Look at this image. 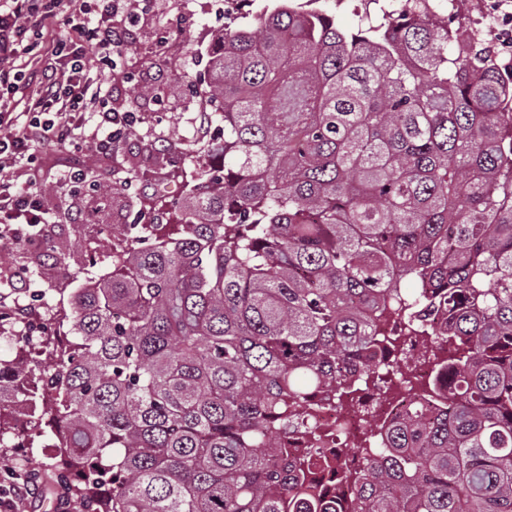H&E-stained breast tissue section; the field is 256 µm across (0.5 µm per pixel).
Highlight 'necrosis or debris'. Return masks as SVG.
<instances>
[{"instance_id":"4bbe7bcc","label":"necrosis or debris","mask_w":512,"mask_h":512,"mask_svg":"<svg viewBox=\"0 0 512 512\" xmlns=\"http://www.w3.org/2000/svg\"><path fill=\"white\" fill-rule=\"evenodd\" d=\"M476 3L475 13L456 29L460 45H468L485 27L492 26L499 34L496 54L511 60L512 0ZM387 329L398 343L390 350H379L375 376L353 378L354 395L341 403L323 393L309 396L300 405L301 424L289 428L281 442L284 455L295 464L311 457L313 449H320L329 465L313 471L312 478L326 495L349 496L348 487L337 482L338 473L362 471L370 460L381 458L388 446L387 434L410 397L434 404L448 390L449 345L414 334L402 320L390 321Z\"/></svg>"}]
</instances>
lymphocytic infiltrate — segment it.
<instances>
[{"instance_id": "f902f5d3", "label": "lymphocytic infiltrate", "mask_w": 512, "mask_h": 512, "mask_svg": "<svg viewBox=\"0 0 512 512\" xmlns=\"http://www.w3.org/2000/svg\"><path fill=\"white\" fill-rule=\"evenodd\" d=\"M125 0H0V160L25 166L23 186L0 172V238L30 239L46 210L42 146L119 153L140 116L112 108V86L91 76L87 44L122 52ZM63 16L62 28L50 26Z\"/></svg>"}]
</instances>
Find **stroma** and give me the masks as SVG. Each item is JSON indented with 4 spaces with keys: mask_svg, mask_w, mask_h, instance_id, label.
I'll list each match as a JSON object with an SVG mask.
<instances>
[{
    "mask_svg": "<svg viewBox=\"0 0 512 512\" xmlns=\"http://www.w3.org/2000/svg\"><path fill=\"white\" fill-rule=\"evenodd\" d=\"M272 0H126L125 12L137 16L134 45L114 63L90 50V66L113 88V107L142 116L128 136L129 145L114 156L84 150H55L42 155L44 180L51 192L44 199L49 223L45 232L56 254L40 266L26 243L0 240V295L28 303L39 296L41 320L53 328L57 313L68 307L86 278L112 269V242L129 224H158L163 217L150 210L146 197L161 169L178 162L186 170L205 166L209 143L224 137L220 113L188 83L206 87L210 52L225 26L245 24L249 14L271 7ZM80 164L112 184L110 193L86 191L73 197L57 180ZM17 436L0 442V476L25 475L38 481L46 455L41 448H19Z\"/></svg>",
    "mask_w": 512,
    "mask_h": 512,
    "instance_id": "obj_1",
    "label": "stroma"
}]
</instances>
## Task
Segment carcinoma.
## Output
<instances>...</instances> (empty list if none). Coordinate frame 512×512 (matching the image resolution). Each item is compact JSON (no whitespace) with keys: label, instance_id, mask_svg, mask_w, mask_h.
Listing matches in <instances>:
<instances>
[{"label":"carcinoma","instance_id":"carcinoma-1","mask_svg":"<svg viewBox=\"0 0 512 512\" xmlns=\"http://www.w3.org/2000/svg\"><path fill=\"white\" fill-rule=\"evenodd\" d=\"M281 5L215 43L210 169L157 179L42 370L0 359L82 512H512V83L425 0ZM409 280L411 291L397 290ZM448 311V408L409 403L347 499L298 483L288 409L338 392L389 319ZM365 3H362L361 0H317L306 8H314L333 14L336 21L347 29L358 23L355 12L364 11Z\"/></svg>","mask_w":512,"mask_h":512}]
</instances>
